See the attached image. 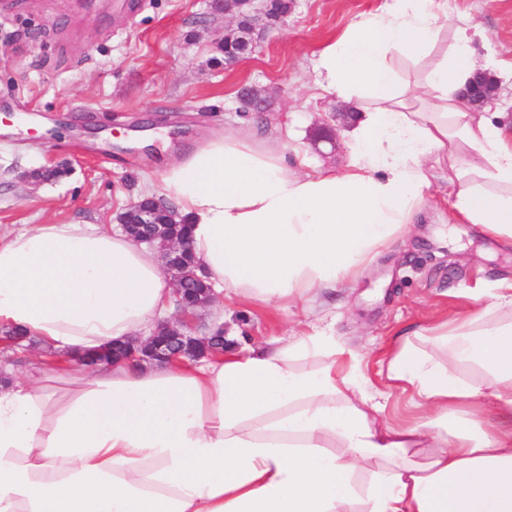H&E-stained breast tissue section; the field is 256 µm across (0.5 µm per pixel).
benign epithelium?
<instances>
[{"instance_id":"benign-epithelium-1","label":"benign epithelium","mask_w":512,"mask_h":512,"mask_svg":"<svg viewBox=\"0 0 512 512\" xmlns=\"http://www.w3.org/2000/svg\"><path fill=\"white\" fill-rule=\"evenodd\" d=\"M280 9L268 5L267 0H221L219 10L235 23V28L224 36V52L229 54L228 64L253 54L258 42L253 34L259 15L281 18L288 15V0H279ZM499 83L477 73L470 89L463 97L473 106L497 98ZM241 101L252 112L265 111L268 103L266 90L252 87L243 92ZM175 207L160 199L134 202L117 217L122 231L137 243H147L159 250L160 266L175 284V305L179 313L205 308L214 298L213 288L206 283L207 275L199 267H184L185 256L192 253L189 237L177 232L180 223ZM224 326L210 330L207 336H197L185 321L166 322L139 346L113 349L112 359L121 356L138 361L170 364L186 359L195 360L224 348Z\"/></svg>"}]
</instances>
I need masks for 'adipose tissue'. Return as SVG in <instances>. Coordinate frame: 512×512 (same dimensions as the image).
Instances as JSON below:
<instances>
[{"mask_svg":"<svg viewBox=\"0 0 512 512\" xmlns=\"http://www.w3.org/2000/svg\"><path fill=\"white\" fill-rule=\"evenodd\" d=\"M448 0H384L312 61L355 118L346 169L305 171L244 128L207 136L155 189L224 290L291 311L355 282L420 223L433 169L448 221L512 244V125L473 110L477 59ZM424 58L414 81L396 58ZM397 335L380 361L425 409L377 426L380 392L339 359L331 325L162 368L77 366L149 334L173 285L154 249L101 224L0 228V324L57 352L0 384V512H512V285ZM320 356L316 371L297 359Z\"/></svg>","mask_w":512,"mask_h":512,"instance_id":"1","label":"adipose tissue"}]
</instances>
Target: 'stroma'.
<instances>
[{"instance_id":"obj_1","label":"stroma","mask_w":512,"mask_h":512,"mask_svg":"<svg viewBox=\"0 0 512 512\" xmlns=\"http://www.w3.org/2000/svg\"><path fill=\"white\" fill-rule=\"evenodd\" d=\"M133 14L113 0H0V226L106 224L147 193L165 165L202 136L254 125L271 142L299 149L312 167L343 169L348 151L337 120L348 104L316 88L310 60L380 0H293L268 24L259 50L232 67L221 51L232 22L208 0H139ZM455 24L478 33L477 57L512 62V0H448ZM270 93L263 113L242 107L241 88ZM140 122L167 140L150 151L120 141ZM333 128L335 144L319 141ZM59 166L62 176L29 185L22 171ZM448 183L435 179L426 223L378 255L348 288L322 293L336 341L383 389L378 426L411 418L409 396L389 390L379 359L395 334L434 316L474 307L477 282H512V248L473 224H449ZM236 343L311 330L305 306L292 315L228 297L200 312L198 335L212 323Z\"/></svg>"}]
</instances>
